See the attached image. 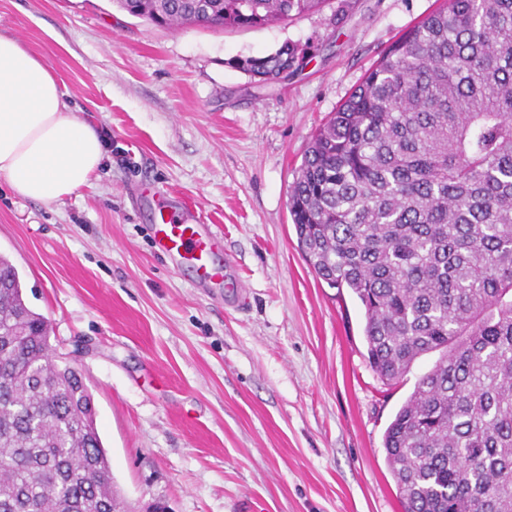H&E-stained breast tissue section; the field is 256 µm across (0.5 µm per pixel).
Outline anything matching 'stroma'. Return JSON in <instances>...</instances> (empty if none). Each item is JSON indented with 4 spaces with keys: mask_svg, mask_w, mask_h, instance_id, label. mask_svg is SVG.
<instances>
[{
    "mask_svg": "<svg viewBox=\"0 0 512 512\" xmlns=\"http://www.w3.org/2000/svg\"><path fill=\"white\" fill-rule=\"evenodd\" d=\"M437 0H327L248 30L171 29L114 0H0V34L106 129L92 187L44 204L0 178V255L94 400L131 512H403L384 432L418 359L385 385L364 309L302 256L289 188L318 126ZM291 42L300 71L262 84L231 60ZM192 203L244 295L157 255L155 197Z\"/></svg>",
    "mask_w": 512,
    "mask_h": 512,
    "instance_id": "1",
    "label": "stroma"
}]
</instances>
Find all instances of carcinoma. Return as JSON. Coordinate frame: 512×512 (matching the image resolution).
<instances>
[{"mask_svg": "<svg viewBox=\"0 0 512 512\" xmlns=\"http://www.w3.org/2000/svg\"><path fill=\"white\" fill-rule=\"evenodd\" d=\"M157 25L245 30L325 0H115ZM297 45L231 65L262 83ZM298 247L364 308L387 384L434 366L383 447L405 512H512V0H441L311 138L289 193ZM0 512H123L80 373L0 256Z\"/></svg>", "mask_w": 512, "mask_h": 512, "instance_id": "obj_1", "label": "carcinoma"}]
</instances>
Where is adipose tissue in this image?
Returning a JSON list of instances; mask_svg holds the SVG:
<instances>
[{"label": "adipose tissue", "mask_w": 512, "mask_h": 512, "mask_svg": "<svg viewBox=\"0 0 512 512\" xmlns=\"http://www.w3.org/2000/svg\"><path fill=\"white\" fill-rule=\"evenodd\" d=\"M103 159L99 129L68 112L59 76L0 35V177L19 196L50 204L89 186Z\"/></svg>", "instance_id": "obj_1"}]
</instances>
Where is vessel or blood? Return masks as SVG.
Listing matches in <instances>:
<instances>
[{
  "label": "vessel or blood",
  "mask_w": 512,
  "mask_h": 512,
  "mask_svg": "<svg viewBox=\"0 0 512 512\" xmlns=\"http://www.w3.org/2000/svg\"><path fill=\"white\" fill-rule=\"evenodd\" d=\"M157 208L163 213L160 224L153 227L158 250L195 268L201 282L223 284L224 269L212 260L220 243L218 235L208 225L198 223L188 205L161 201Z\"/></svg>",
  "instance_id": "vessel-or-blood-1"
}]
</instances>
